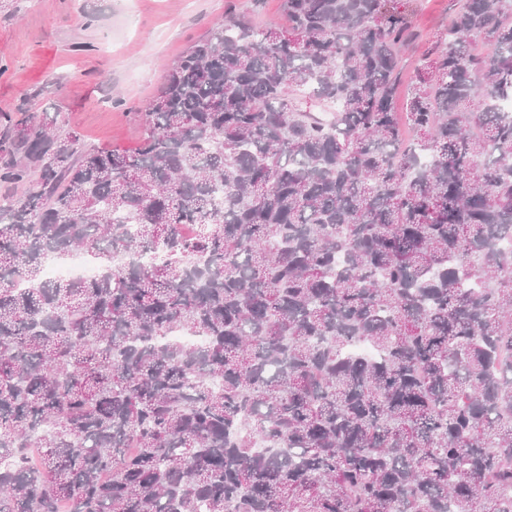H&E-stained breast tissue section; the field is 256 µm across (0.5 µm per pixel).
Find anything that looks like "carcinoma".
<instances>
[{"label":"carcinoma","mask_w":512,"mask_h":512,"mask_svg":"<svg viewBox=\"0 0 512 512\" xmlns=\"http://www.w3.org/2000/svg\"><path fill=\"white\" fill-rule=\"evenodd\" d=\"M284 13L131 152L0 123V512H512V0H457L404 112V12ZM95 272L92 259L82 253L75 254L66 263H50L46 266L44 275L47 279L58 277L88 278Z\"/></svg>","instance_id":"carcinoma-1"}]
</instances>
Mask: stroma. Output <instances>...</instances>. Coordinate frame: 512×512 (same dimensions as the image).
<instances>
[{"instance_id":"stroma-1","label":"stroma","mask_w":512,"mask_h":512,"mask_svg":"<svg viewBox=\"0 0 512 512\" xmlns=\"http://www.w3.org/2000/svg\"><path fill=\"white\" fill-rule=\"evenodd\" d=\"M412 29L401 68L412 74L444 35L454 0H399ZM229 16L285 21L282 0H0V114L52 109L89 145L130 151L141 109L178 58Z\"/></svg>"}]
</instances>
